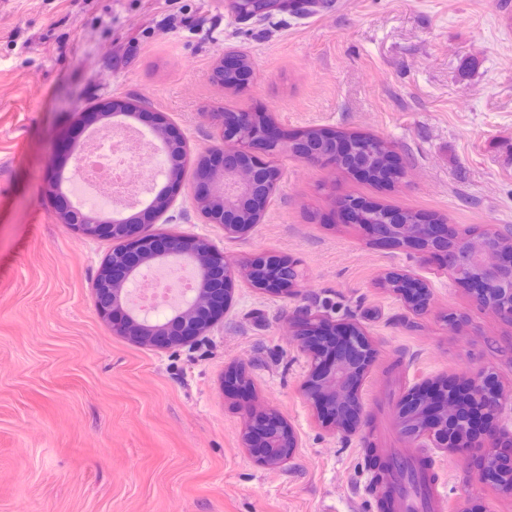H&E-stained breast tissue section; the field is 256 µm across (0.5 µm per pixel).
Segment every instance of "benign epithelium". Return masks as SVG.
<instances>
[{"label":"benign epithelium","instance_id":"7a95c632","mask_svg":"<svg viewBox=\"0 0 512 512\" xmlns=\"http://www.w3.org/2000/svg\"><path fill=\"white\" fill-rule=\"evenodd\" d=\"M107 120L101 129H115L125 126L132 119L145 124V129L161 143L167 157V166L178 167L185 155L186 141L178 129L164 122L158 112H117L115 105L107 106L98 114ZM250 113L239 112L229 118L224 113L214 115L219 127L223 147L213 155L223 158L220 167L208 164L200 167L190 185V195L200 213L210 224L224 225L227 235L242 234L246 228L236 223L237 204L240 199H257L256 211L264 215L271 194L267 187H275L278 172L267 163L256 159L253 153L260 146L270 151L273 142L280 138L267 130L265 139L246 140L241 129L249 122ZM295 157L305 163H325L334 160L336 141L324 145L313 140L296 144ZM64 177L59 173L55 179L57 214L62 223L74 232L88 238L107 237L120 239L126 247L120 254L106 262L96 279L94 294L99 314L112 323V327L123 336H129L139 343H149L156 348L187 345L203 335L214 322L224 314L229 292L235 277L241 276V268L247 267L254 275L265 280L263 289L291 295L296 292L299 271L291 266L292 277L283 279L274 267L267 266L271 256H258L243 264L232 263L224 253L211 247L206 241L180 234H145L141 226L154 223L161 210L151 203L133 218H124L115 212L105 216L93 210H79L73 207L65 190ZM220 201L217 210L207 204ZM393 224L388 232L370 231L373 238L387 240L394 245L433 253L447 266L472 263L481 270V276L467 280L476 286L473 295L476 301L494 311L507 306L505 317L512 320V226L480 238L476 248L467 256L448 248L453 237L440 232L441 225L425 221L422 214H414L415 223H401L399 211L391 214ZM178 262L191 266L201 280L203 287L196 289L191 300L183 301L174 308V315L150 336H138L133 325L140 313L125 307V317L116 320L112 310L125 300L128 286L138 282L154 265L163 267ZM383 288L393 289L409 304L418 308L419 301L426 296L428 283L421 276L408 269L386 272L380 281ZM303 334L317 333L326 326L342 330L338 337L327 339L332 347L333 361L325 365L319 357L320 351L312 346L307 350L312 356L313 368L307 380L308 395L321 402L315 404L318 420L325 426L338 431L350 432L362 422L361 406L356 397L354 384L360 382L371 362V343L363 329L352 322H334L326 316L305 310L299 319ZM428 385L413 387L406 395L399 412L398 427L402 436L417 448L452 449L448 439V395L427 392ZM272 424L268 430L260 454L270 464H280L288 459L296 439L285 421L275 412H269Z\"/></svg>","mask_w":512,"mask_h":512}]
</instances>
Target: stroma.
<instances>
[{
  "label": "stroma",
  "instance_id": "35a3bbf8",
  "mask_svg": "<svg viewBox=\"0 0 512 512\" xmlns=\"http://www.w3.org/2000/svg\"><path fill=\"white\" fill-rule=\"evenodd\" d=\"M0 0V512H379L364 492L367 449L404 448L410 389L478 372L505 395L512 436V322L478 304L438 259L375 242L342 217L361 196L444 217L453 231L512 225V0H324L246 19L227 0ZM252 67L240 90L215 70ZM131 102L183 134L188 164L152 233L208 240L233 262L268 254L302 274L296 295L236 279L226 311L193 345L156 349L116 333L94 283L118 243L61 224L57 172H70L88 109ZM215 112H264L284 140L311 130L388 142L404 177L371 184L333 167L275 159L261 223L238 237L189 193L219 142ZM426 279L412 311L381 288L388 270ZM359 324L373 359L362 423L321 425L304 385L303 308ZM273 411L297 446L281 464L245 444L250 413ZM445 466L443 512H512V492L464 450Z\"/></svg>",
  "mask_w": 512,
  "mask_h": 512
}]
</instances>
